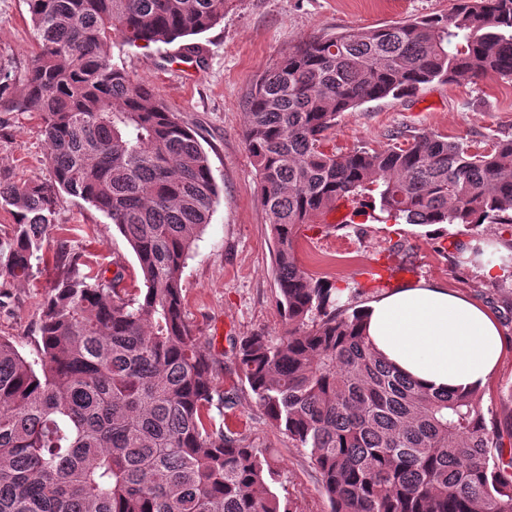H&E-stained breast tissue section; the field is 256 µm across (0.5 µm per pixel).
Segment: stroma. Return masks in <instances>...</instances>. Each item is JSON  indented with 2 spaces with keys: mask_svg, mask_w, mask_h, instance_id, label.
I'll return each mask as SVG.
<instances>
[{
  "mask_svg": "<svg viewBox=\"0 0 512 512\" xmlns=\"http://www.w3.org/2000/svg\"><path fill=\"white\" fill-rule=\"evenodd\" d=\"M456 0H234L223 20L195 36L196 57L180 43L133 45L117 39L112 59L196 133L207 153L218 194L209 224L196 240L182 275V306L194 336L214 358L216 383L237 404L224 424L251 441L278 472L272 489L290 512H331L320 476L304 449L272 426L241 379L233 343L255 332L274 339L288 325L277 302L275 243L260 204V178L244 141L246 101L256 80L301 40L365 30L425 15H445ZM24 0H0V62L23 73L37 52ZM435 132L487 149L512 138V80L496 75L432 82L411 96L365 103L340 115L323 141L326 152L381 149L392 134ZM50 148L41 116L0 106V172L14 181H49ZM337 212L301 225L298 264L343 288L353 306L419 280H436L488 306L499 318L505 353L482 391L486 417L512 413V224L420 226L374 212L338 227ZM480 247L471 260L472 247ZM82 253L106 277L134 294L144 287L134 252L114 224L81 199L61 195L43 258L29 281L0 290V336L22 354L39 339L42 305L62 268L60 249ZM502 276L489 279L484 265Z\"/></svg>",
  "mask_w": 512,
  "mask_h": 512,
  "instance_id": "stroma-1",
  "label": "stroma"
}]
</instances>
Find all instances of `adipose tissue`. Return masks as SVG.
<instances>
[{
  "label": "adipose tissue",
  "instance_id": "ef3b65f1",
  "mask_svg": "<svg viewBox=\"0 0 512 512\" xmlns=\"http://www.w3.org/2000/svg\"><path fill=\"white\" fill-rule=\"evenodd\" d=\"M363 310L373 348L421 388L481 389L500 365L504 336L494 315L441 282L404 285Z\"/></svg>",
  "mask_w": 512,
  "mask_h": 512
}]
</instances>
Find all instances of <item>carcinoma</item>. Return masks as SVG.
<instances>
[{
    "instance_id": "cac0c4a2",
    "label": "carcinoma",
    "mask_w": 512,
    "mask_h": 512,
    "mask_svg": "<svg viewBox=\"0 0 512 512\" xmlns=\"http://www.w3.org/2000/svg\"><path fill=\"white\" fill-rule=\"evenodd\" d=\"M40 51L15 98L38 112L53 181L0 176L15 224L0 278L26 281L61 193L95 207L131 245V295L63 251L65 272L26 358L0 336V512H288L276 471L224 428L236 405L182 308V275L217 188L195 135L112 61V38L171 43L231 0H25ZM512 79V0H459L448 15L303 40L252 89L244 139L275 242L288 335L234 340L271 425L307 451L332 512H512V415L488 427L481 393L429 392L381 359L343 289L300 267L301 225L365 197L408 224H512V138L488 152L434 133L407 146L328 154L341 113L421 85Z\"/></svg>"
}]
</instances>
